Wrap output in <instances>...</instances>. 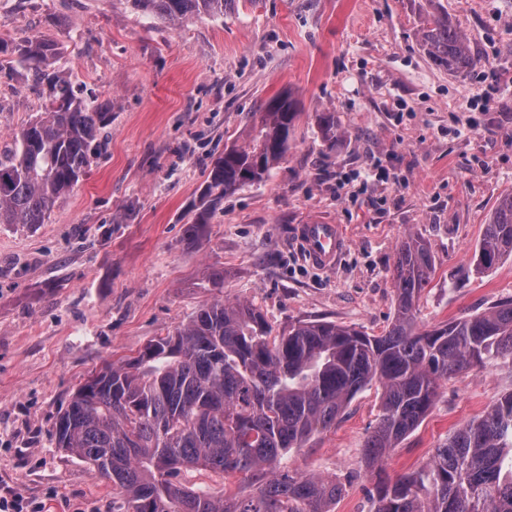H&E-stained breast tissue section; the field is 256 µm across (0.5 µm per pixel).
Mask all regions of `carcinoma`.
<instances>
[{"mask_svg": "<svg viewBox=\"0 0 512 512\" xmlns=\"http://www.w3.org/2000/svg\"><path fill=\"white\" fill-rule=\"evenodd\" d=\"M157 20L224 13L226 0H131ZM421 40L429 60L451 74L472 68L466 36L448 15L428 19ZM56 44L9 46L45 86V111L0 147V224H42L102 149L112 104L91 106L54 67ZM295 102L273 99L248 114L250 140L218 156L199 194L185 244L198 225L242 186L266 179L285 159ZM324 142L338 139L336 113L317 115ZM481 266L512 254V194L502 196L479 242ZM432 259L408 235L393 270L396 308L380 336L330 321H299L273 334L252 303L216 300L187 324L156 336L135 356L89 375L60 411L56 447L89 463L123 499V512H332L340 485L319 476L264 475L278 456L336 425L364 388L379 383L382 411L365 441L375 461L423 422L440 381L489 360L512 357V300L430 330L417 328L418 301ZM248 474L254 490L234 501L184 486V470ZM376 512H512V392L465 423L436 449L426 469L378 491Z\"/></svg>", "mask_w": 512, "mask_h": 512, "instance_id": "carcinoma-1", "label": "carcinoma"}]
</instances>
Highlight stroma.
Listing matches in <instances>:
<instances>
[{"label": "stroma", "instance_id": "35a3bbf8", "mask_svg": "<svg viewBox=\"0 0 512 512\" xmlns=\"http://www.w3.org/2000/svg\"><path fill=\"white\" fill-rule=\"evenodd\" d=\"M445 13L476 66L435 68L420 41ZM44 37L57 69L88 103L112 102L108 140L41 224H0V494L30 512H113L112 484L57 448L52 427L88 374L221 299L259 306L275 329L325 319L371 335L395 313L401 241L419 235L433 262L418 303L430 329L512 299V256L477 266L476 245L512 192V0H234L222 15L164 23L129 0H0V41ZM508 80L493 90L492 75ZM15 94L0 140L43 112L41 85L0 64ZM298 105L286 158L228 195L199 247L183 243L199 187L225 147L249 140L246 116L276 97ZM493 94L491 111L472 105ZM341 131L323 141L317 115ZM371 160L395 181L364 182ZM346 189H339V182ZM341 225L330 270L305 260L296 228ZM224 286L209 287L212 269ZM512 392L499 359L442 382L432 411L375 466L364 444L380 415L377 387L336 425L280 461L336 478L334 512H375L384 480L425 465L468 421ZM187 486L247 496L241 474H180Z\"/></svg>", "mask_w": 512, "mask_h": 512}]
</instances>
